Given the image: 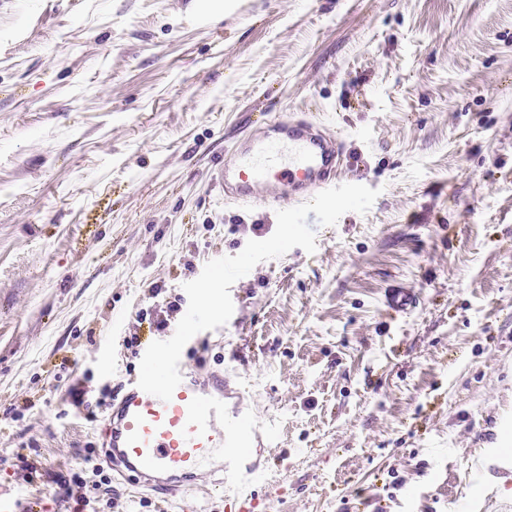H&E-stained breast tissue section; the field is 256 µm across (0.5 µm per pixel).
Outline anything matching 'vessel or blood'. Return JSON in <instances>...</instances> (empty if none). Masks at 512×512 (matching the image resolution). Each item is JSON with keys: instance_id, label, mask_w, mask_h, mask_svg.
Returning a JSON list of instances; mask_svg holds the SVG:
<instances>
[{"instance_id": "obj_1", "label": "vessel or blood", "mask_w": 512, "mask_h": 512, "mask_svg": "<svg viewBox=\"0 0 512 512\" xmlns=\"http://www.w3.org/2000/svg\"><path fill=\"white\" fill-rule=\"evenodd\" d=\"M344 144L316 121L294 114L274 121L264 137L238 142L211 180L225 198L261 201L275 183L290 186L307 201L335 185ZM223 375L183 372L170 401L130 382L112 402L103 450L113 472L178 496L194 487L201 473L216 486H247L259 476L252 449L259 439L254 419L225 412Z\"/></svg>"}]
</instances>
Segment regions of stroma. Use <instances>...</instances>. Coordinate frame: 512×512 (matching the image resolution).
<instances>
[{"instance_id": "stroma-1", "label": "stroma", "mask_w": 512, "mask_h": 512, "mask_svg": "<svg viewBox=\"0 0 512 512\" xmlns=\"http://www.w3.org/2000/svg\"><path fill=\"white\" fill-rule=\"evenodd\" d=\"M303 113L367 213L257 264L190 339L270 433L256 512L512 507V0H0V501L229 512L96 474L113 395L209 260L269 238L272 204L208 172ZM161 287L152 295L150 284ZM403 284L414 308L384 296ZM138 336L137 349L125 339ZM98 405L86 420L67 395ZM60 483L68 489V499L73 500L74 505L68 506L70 509L69 511L73 512H84V511H94V510H87V507L91 504V497L87 496L86 493H81L78 496H74L73 492L70 488V484H74L79 489H83L87 486L86 480L79 474L74 472L69 479L61 478Z\"/></svg>"}]
</instances>
